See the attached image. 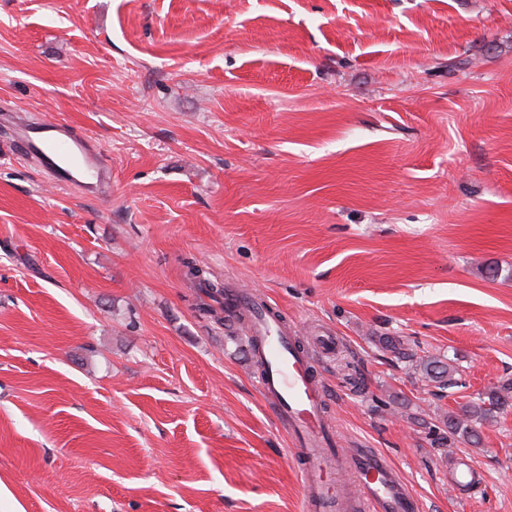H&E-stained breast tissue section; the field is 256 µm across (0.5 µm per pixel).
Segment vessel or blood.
Instances as JSON below:
<instances>
[{"instance_id": "vessel-or-blood-1", "label": "vessel or blood", "mask_w": 512, "mask_h": 512, "mask_svg": "<svg viewBox=\"0 0 512 512\" xmlns=\"http://www.w3.org/2000/svg\"><path fill=\"white\" fill-rule=\"evenodd\" d=\"M0 123L11 125L19 151L56 183L97 197L109 193L112 174L90 137L72 133L61 121L17 122L5 113ZM224 305L228 317L244 313L250 318L261 392L275 403L303 462L305 512H418L417 498L385 456L372 448L336 447L325 416V388L310 356L295 348L269 301L231 289L224 294ZM327 471L335 473V486L324 482Z\"/></svg>"}]
</instances>
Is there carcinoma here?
<instances>
[{"label":"carcinoma","instance_id":"cac0c4a2","mask_svg":"<svg viewBox=\"0 0 512 512\" xmlns=\"http://www.w3.org/2000/svg\"><path fill=\"white\" fill-rule=\"evenodd\" d=\"M185 277L190 282L206 288L211 295H224V285L211 279L210 272L194 261L185 262ZM379 344L383 350L420 371L428 381L437 384L438 387L445 389L456 384L455 375L458 374V369L453 365L431 356H420L417 350L405 349L400 341L389 336L380 338ZM509 406H512V382L489 390L477 402L466 406L461 415L443 417V426L447 429V434L442 437L441 445L448 447L461 436L474 445L480 444L475 426L494 420Z\"/></svg>","mask_w":512,"mask_h":512}]
</instances>
